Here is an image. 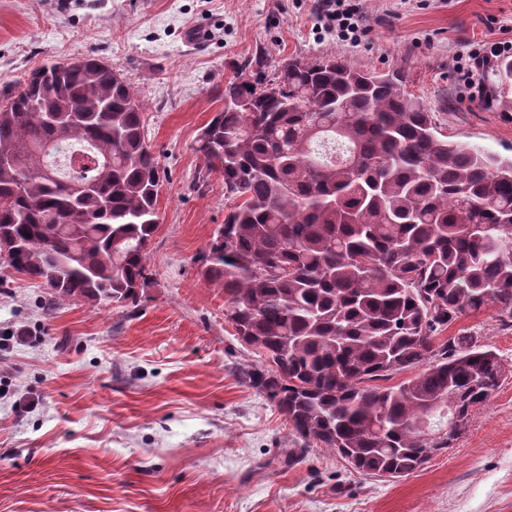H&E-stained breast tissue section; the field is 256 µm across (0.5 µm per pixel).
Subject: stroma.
Segmentation results:
<instances>
[{
  "instance_id": "1",
  "label": "stroma",
  "mask_w": 512,
  "mask_h": 512,
  "mask_svg": "<svg viewBox=\"0 0 512 512\" xmlns=\"http://www.w3.org/2000/svg\"><path fill=\"white\" fill-rule=\"evenodd\" d=\"M363 29L322 26L321 0H0V95L52 61L95 58L132 84L159 158L153 282L138 307L67 302L0 282V512H512V316L489 306L447 335L501 359L497 390L452 448L397 479L293 448L284 417L242 372L259 357L197 260L231 203L197 153L244 60L266 74L333 54L401 71L449 141L512 158V81L457 80L462 56L512 41V0H351ZM21 340H14V333Z\"/></svg>"
}]
</instances>
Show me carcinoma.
I'll use <instances>...</instances> for the list:
<instances>
[{"mask_svg":"<svg viewBox=\"0 0 512 512\" xmlns=\"http://www.w3.org/2000/svg\"><path fill=\"white\" fill-rule=\"evenodd\" d=\"M263 66H240L198 138L234 201L200 275L224 288L261 358L245 376L296 440L403 476L458 439L430 403L446 395L467 420L502 377L477 337L437 339L490 304L512 315V159L448 142L397 72L334 55L270 80ZM144 124L134 87L96 59L45 66L0 99V263L55 303L136 309L162 190Z\"/></svg>","mask_w":512,"mask_h":512,"instance_id":"obj_1","label":"carcinoma"}]
</instances>
